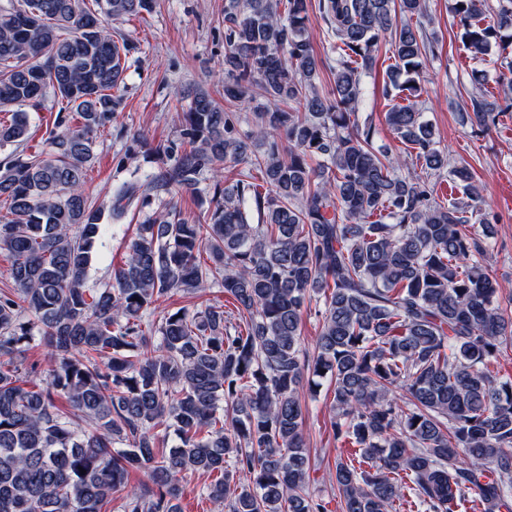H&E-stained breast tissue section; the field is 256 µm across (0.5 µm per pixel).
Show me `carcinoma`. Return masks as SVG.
Wrapping results in <instances>:
<instances>
[{
	"mask_svg": "<svg viewBox=\"0 0 512 512\" xmlns=\"http://www.w3.org/2000/svg\"><path fill=\"white\" fill-rule=\"evenodd\" d=\"M154 0H8L0 5V512H180L179 481L227 512H327L308 490L304 373L327 378L330 426L353 448L336 462L342 512H512V380L491 369L512 347V316L484 265L493 216L465 166L419 111L438 38L426 0H318L336 37L334 87L320 94L308 0H225L224 102L187 93L179 137L156 171L112 186L109 210L85 192L97 135L112 128L138 50L110 20ZM472 55L512 46V0H454ZM418 24L408 22L412 17ZM390 41L385 121L410 148L391 156L360 124L361 76ZM499 81L512 111V58ZM262 90L256 125L236 112ZM52 102L41 145L29 113ZM485 125L494 107L472 103ZM266 140L261 155L248 140ZM238 168L224 185V165ZM467 203L434 195L443 178ZM211 181L186 216L182 191ZM137 224L112 284L87 288L93 255L119 221ZM257 223H252V218ZM233 300L146 323L171 293L210 284ZM323 299L313 356L300 325ZM39 341L46 368L27 367ZM174 429L179 443L160 449ZM153 487H128L132 469ZM85 473H80V470Z\"/></svg>",
	"mask_w": 512,
	"mask_h": 512,
	"instance_id": "carcinoma-1",
	"label": "carcinoma"
}]
</instances>
